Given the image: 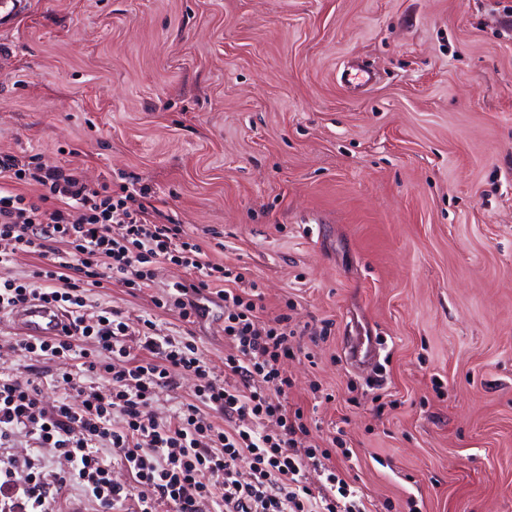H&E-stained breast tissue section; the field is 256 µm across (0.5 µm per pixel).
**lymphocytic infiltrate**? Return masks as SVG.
<instances>
[{
	"mask_svg": "<svg viewBox=\"0 0 512 512\" xmlns=\"http://www.w3.org/2000/svg\"><path fill=\"white\" fill-rule=\"evenodd\" d=\"M29 185L38 194L26 193ZM149 196L145 187L92 189L74 169L0 154V319L31 302L68 319L64 335L8 345L32 366L23 375L0 370V512H62L74 484L93 512H368L335 471L326 473L334 497L300 480L333 451L306 447L304 413L288 407L292 383L281 362L299 334L288 314L269 313L258 289L238 293L242 274L210 260L181 225L156 223ZM20 252L35 262L14 277ZM163 263L189 278L151 304L187 325L223 304L224 369L235 383L213 375L195 341L159 334L152 317L133 327L109 306L88 314L103 283L140 292ZM183 375L197 381L191 399L158 418V394ZM116 461L128 481L113 479Z\"/></svg>",
	"mask_w": 512,
	"mask_h": 512,
	"instance_id": "obj_1",
	"label": "lymphocytic infiltrate"
}]
</instances>
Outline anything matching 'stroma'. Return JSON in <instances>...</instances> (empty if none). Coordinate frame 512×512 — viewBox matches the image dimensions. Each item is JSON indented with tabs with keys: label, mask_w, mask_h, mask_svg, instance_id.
I'll use <instances>...</instances> for the list:
<instances>
[{
	"label": "stroma",
	"mask_w": 512,
	"mask_h": 512,
	"mask_svg": "<svg viewBox=\"0 0 512 512\" xmlns=\"http://www.w3.org/2000/svg\"><path fill=\"white\" fill-rule=\"evenodd\" d=\"M29 2L0 153L149 187L308 326L288 402L373 512H512V0ZM94 299L223 375L221 308Z\"/></svg>",
	"instance_id": "35a3bbf8"
}]
</instances>
